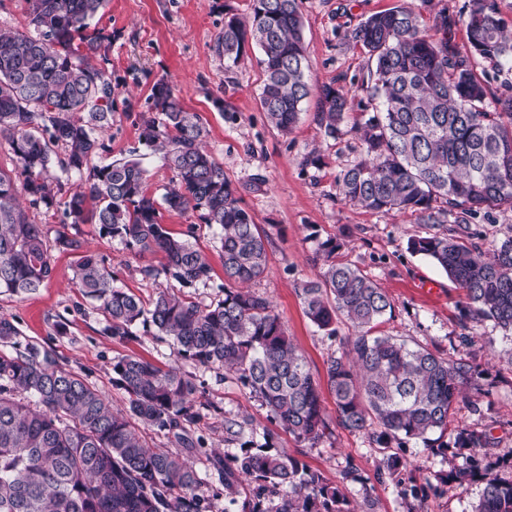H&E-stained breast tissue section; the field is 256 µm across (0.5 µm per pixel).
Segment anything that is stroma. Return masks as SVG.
<instances>
[{
  "mask_svg": "<svg viewBox=\"0 0 512 512\" xmlns=\"http://www.w3.org/2000/svg\"><path fill=\"white\" fill-rule=\"evenodd\" d=\"M402 0H301L303 34L309 75L314 86L333 85L361 98V80L368 56L351 39V32L369 16L401 4ZM252 0H107L95 17L97 27L111 33L106 55L115 87L112 111V153L97 157V165L127 156L138 146V113L147 111L153 84L169 80L187 111L197 113L206 128V146L224 167L225 176L242 190L245 207L255 222L270 234L267 269L253 282L254 291L268 296L288 333L305 356L316 377H323L332 353L340 352L350 336L349 324L337 325L327 336L305 316L299 296L304 281L316 278L322 266L321 242L338 243L337 260L359 269L383 288L394 312L381 326L384 334L420 344L456 358L469 360L481 372L475 396L477 408L459 404L453 417L458 428L484 430L491 444L484 457L501 478L512 479V364L505 353L512 339L503 337L491 323L462 325L464 293L427 259L411 254L409 237L445 233L444 224H421L415 216L383 215L354 206L337 191L342 171L359 155L354 132L362 122L359 108H351L338 138L324 137L317 121L316 98L302 106L292 132L284 134L269 123L260 105L265 73L258 63L257 47L246 49L244 63L226 68L214 43L227 16L248 18ZM150 174L151 192L162 193L171 178L160 154L139 148ZM319 165H310L311 155ZM163 224L177 235L196 225L198 245L213 268L207 287L190 289L193 300L210 302L219 294L224 271L215 232L200 225L193 212H164ZM85 243L107 259L120 286L150 297L155 281L143 279L140 269L161 267L158 254L135 255L122 245L100 237L94 225L81 227ZM75 258L55 256L51 279L36 292L14 295L0 291V314L19 322L22 342L54 351L60 363L104 392L114 407L126 403L124 390L112 382V360L136 355L161 366H177L194 374L201 420L192 428L203 437L207 451L236 455L238 446L225 443V418L251 415L256 427L275 433L278 447L299 457L329 481L341 485L352 507L371 496L376 512H408L409 502L391 480H378L380 456L360 434L333 427L330 436L309 448L271 422L265 408L233 379H220L217 371L195 368L173 353L168 341L139 330L134 339L119 341L105 330L101 314L83 300L74 284ZM68 325L67 335H57L55 322ZM473 341L460 342L462 332ZM357 471V481L342 480L347 467ZM483 489L481 480L444 486L430 495L424 512H472Z\"/></svg>",
  "mask_w": 512,
  "mask_h": 512,
  "instance_id": "obj_1",
  "label": "stroma"
}]
</instances>
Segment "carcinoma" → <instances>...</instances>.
Returning <instances> with one entry per match:
<instances>
[{
  "label": "carcinoma",
  "instance_id": "1",
  "mask_svg": "<svg viewBox=\"0 0 512 512\" xmlns=\"http://www.w3.org/2000/svg\"><path fill=\"white\" fill-rule=\"evenodd\" d=\"M34 33H0V138L9 141L18 169H0V289L36 290L50 280L54 253L75 256L80 293L95 303L115 339L154 327L177 357L222 369L267 409L295 440L309 447L332 434L322 386L288 336L269 298L247 284L263 276L270 236L243 206L239 188L204 145L198 115L184 110L167 81L152 86L150 111L140 113L139 143L163 154L173 177L157 197L137 150L105 166L111 152L112 73L93 59L111 35L91 25L106 0H26ZM466 29L478 69L452 39ZM369 56L356 127L362 153L338 180L348 202L382 214L410 212L420 224L456 225L454 233L414 236L407 249L444 271L465 295L462 315L490 322L512 336V236L484 249L472 242L476 217L512 211V81L491 91L490 74L512 73V36L495 0H465L458 14L430 17L410 7L377 13L353 32ZM262 51L266 79L260 104L282 133L295 127L313 85L307 74L299 0H253L244 22L227 18L214 50L227 67L238 65L245 44ZM351 108L348 93L319 91L317 122L327 138L342 133ZM56 165L60 175L49 177ZM70 189H65L66 185ZM32 208L62 213L49 239L29 221ZM193 211L219 229L224 268L222 297L209 305L173 289L157 288L149 303L115 285L106 259L84 246L79 226L138 254L161 253L163 275L185 288L207 286L212 267L193 234L176 236L160 222V208ZM339 245L320 244L323 267L300 295L309 321L329 336L346 320L348 349L326 362L336 423L366 436L382 455L378 478L394 479L404 466L392 444L430 435L444 437L477 373L463 358L410 345L378 327L392 315L385 291L360 270L335 260ZM20 329L0 315V512H214L223 496L235 501L245 481L254 484L241 512H356L341 486L274 443L265 430L244 437L251 421L224 420V441L239 444L229 459L206 454L224 481V494L205 495L197 471L173 451L149 447L136 425L171 435L200 451L204 439L189 431L201 419L198 386L178 367L162 369L139 357L112 361L113 383L128 397L118 411L95 386L61 367L56 355L35 344L15 348ZM485 431L459 429L453 443L462 463L448 474L396 481L409 512H422L429 493L450 481L463 486L483 475L473 512H512V481L484 472L477 451Z\"/></svg>",
  "mask_w": 512,
  "mask_h": 512
}]
</instances>
